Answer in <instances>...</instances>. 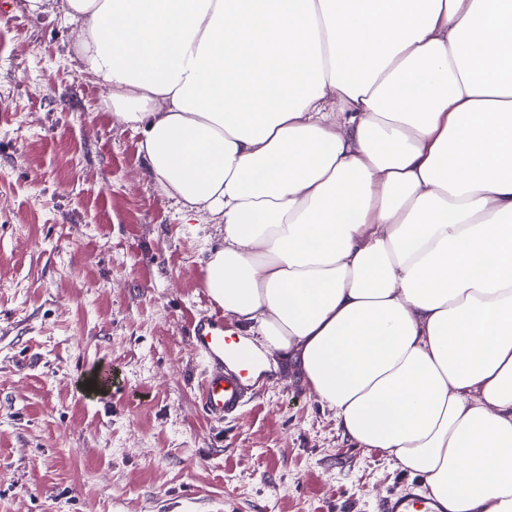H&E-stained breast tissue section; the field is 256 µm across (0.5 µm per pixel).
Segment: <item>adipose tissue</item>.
Returning a JSON list of instances; mask_svg holds the SVG:
<instances>
[{
  "label": "adipose tissue",
  "instance_id": "adipose-tissue-1",
  "mask_svg": "<svg viewBox=\"0 0 512 512\" xmlns=\"http://www.w3.org/2000/svg\"><path fill=\"white\" fill-rule=\"evenodd\" d=\"M251 373L448 512H512V0H65Z\"/></svg>",
  "mask_w": 512,
  "mask_h": 512
}]
</instances>
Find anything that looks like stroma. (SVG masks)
<instances>
[{"label":"stroma","mask_w":512,"mask_h":512,"mask_svg":"<svg viewBox=\"0 0 512 512\" xmlns=\"http://www.w3.org/2000/svg\"><path fill=\"white\" fill-rule=\"evenodd\" d=\"M78 29L0 0V512H380L419 477L341 436L290 363L197 402L214 221L185 218L81 74Z\"/></svg>","instance_id":"1"}]
</instances>
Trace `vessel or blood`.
<instances>
[{"label": "vessel or blood", "instance_id": "obj_1", "mask_svg": "<svg viewBox=\"0 0 512 512\" xmlns=\"http://www.w3.org/2000/svg\"><path fill=\"white\" fill-rule=\"evenodd\" d=\"M196 352L206 361L200 387V405L212 419L237 418L252 397L253 385L241 364L230 359L224 341V321L220 316H204L191 325ZM384 512H447L436 497L407 491L387 497Z\"/></svg>", "mask_w": 512, "mask_h": 512}]
</instances>
